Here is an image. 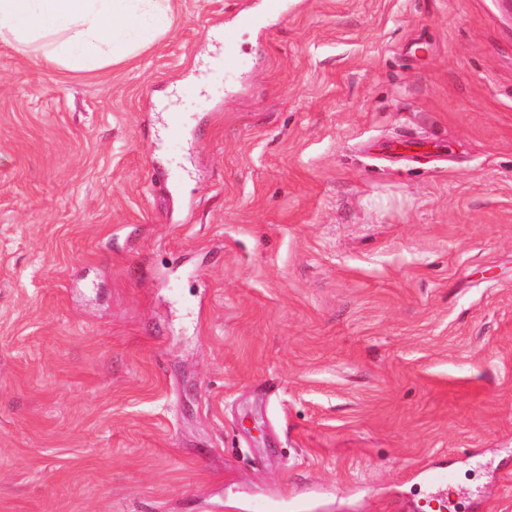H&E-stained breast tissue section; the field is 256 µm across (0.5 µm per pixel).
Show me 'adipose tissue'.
<instances>
[{"label":"adipose tissue","instance_id":"adipose-tissue-1","mask_svg":"<svg viewBox=\"0 0 512 512\" xmlns=\"http://www.w3.org/2000/svg\"><path fill=\"white\" fill-rule=\"evenodd\" d=\"M169 25L170 0H0V40L64 34L47 60L68 69L125 62Z\"/></svg>","mask_w":512,"mask_h":512}]
</instances>
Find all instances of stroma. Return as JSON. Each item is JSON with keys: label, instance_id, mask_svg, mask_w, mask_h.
<instances>
[{"label": "stroma", "instance_id": "35a3bbf8", "mask_svg": "<svg viewBox=\"0 0 512 512\" xmlns=\"http://www.w3.org/2000/svg\"><path fill=\"white\" fill-rule=\"evenodd\" d=\"M172 10L0 41V512H512V7ZM170 0H0V40L28 46L60 33L47 62L91 70L129 60L170 25Z\"/></svg>", "mask_w": 512, "mask_h": 512}]
</instances>
